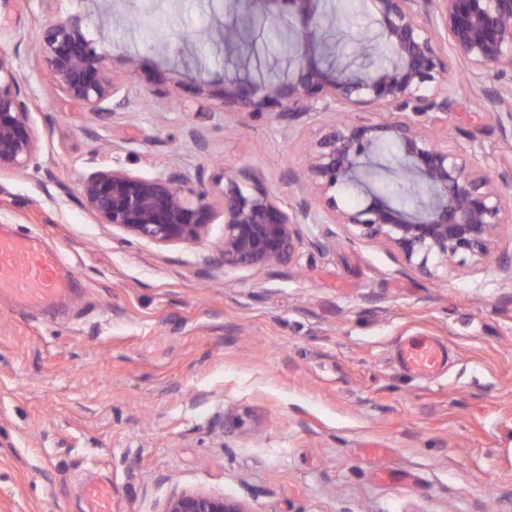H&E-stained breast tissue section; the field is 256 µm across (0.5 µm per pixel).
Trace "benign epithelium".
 <instances>
[{
	"instance_id": "obj_1",
	"label": "benign epithelium",
	"mask_w": 512,
	"mask_h": 512,
	"mask_svg": "<svg viewBox=\"0 0 512 512\" xmlns=\"http://www.w3.org/2000/svg\"><path fill=\"white\" fill-rule=\"evenodd\" d=\"M321 0H252L265 20L284 18L269 9L297 3L300 19L291 27L297 47L291 59L297 77L270 78L263 93L250 95L237 78L225 76L224 103L239 104L277 121H294L311 112H346L340 122L321 127L311 143V161L301 183L320 200L315 208L303 193L287 205L250 176L224 168L210 192L194 186L177 169L145 176L120 165L101 166L78 183L85 207L101 224H110L158 245L192 244L208 225L222 220L220 254L224 267H273L292 260L303 245L304 224H342L353 239L392 246L411 267L430 275L448 273L457 258L484 261L500 225L512 220V173L467 164L465 150L448 144V113L455 107L453 82L438 49L446 39L467 68L512 71V0H371L378 30L375 41L357 39L358 54H388L370 75L319 60L323 42L317 31L327 12ZM40 52L55 86L70 101L94 113H112L125 104L121 85L111 80L105 55L88 38L79 17L59 18L44 27ZM485 111L502 135L512 134V105L497 91L482 92ZM31 99L0 46V174L25 172L36 159L39 135L31 120ZM393 110L400 118L376 123L355 110ZM434 114L443 135L418 127L412 116ZM399 149L397 168L427 190L414 215L366 191L358 209L339 206L336 193L362 184L385 142ZM163 512H249L238 501L205 492L182 493Z\"/></svg>"
}]
</instances>
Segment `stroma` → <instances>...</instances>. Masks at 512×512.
I'll return each mask as SVG.
<instances>
[{
	"label": "stroma",
	"instance_id": "obj_1",
	"mask_svg": "<svg viewBox=\"0 0 512 512\" xmlns=\"http://www.w3.org/2000/svg\"><path fill=\"white\" fill-rule=\"evenodd\" d=\"M146 6L132 26L112 0L110 37L86 28L129 101L100 117L56 88L40 55L46 24L98 15L100 0H0L40 137L27 172L0 177V226L42 236L74 281L58 311L0 297V512H83L93 480L111 485L112 512H163L185 491L249 512H512V281L499 269L512 223L487 262L435 277L340 224L335 244L290 264L228 268L222 224L162 246L96 223L78 182L114 161L144 175L175 167L207 188L229 166L293 203L291 176L320 128L224 106L225 76L255 91L271 65L287 77L271 28L228 62L183 35L228 17L229 0ZM448 66L453 141L474 165L512 168V139L471 92L510 88L512 74L463 71L453 54ZM420 335L448 348L425 380L396 358Z\"/></svg>",
	"mask_w": 512,
	"mask_h": 512
}]
</instances>
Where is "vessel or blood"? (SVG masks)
<instances>
[{
  "instance_id": "vessel-or-blood-1",
  "label": "vessel or blood",
  "mask_w": 512,
  "mask_h": 512,
  "mask_svg": "<svg viewBox=\"0 0 512 512\" xmlns=\"http://www.w3.org/2000/svg\"><path fill=\"white\" fill-rule=\"evenodd\" d=\"M72 281L64 272L57 251L36 236L0 229V297L13 296L22 305L53 308L64 303ZM400 366L414 376H432L448 361L446 346L429 336L399 343ZM87 512H112V489L103 483L85 487Z\"/></svg>"
}]
</instances>
